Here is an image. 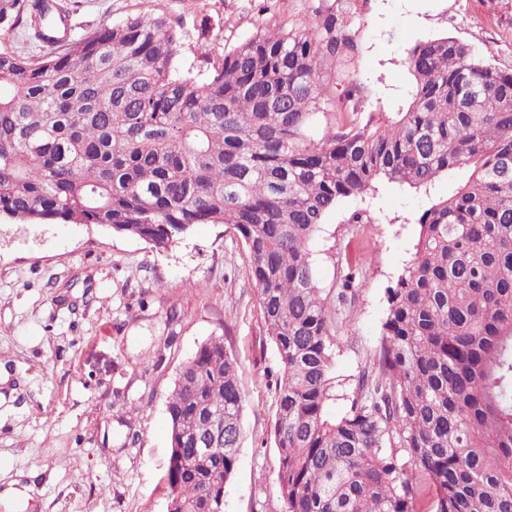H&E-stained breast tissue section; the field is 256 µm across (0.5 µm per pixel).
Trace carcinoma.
<instances>
[{"mask_svg":"<svg viewBox=\"0 0 512 512\" xmlns=\"http://www.w3.org/2000/svg\"><path fill=\"white\" fill-rule=\"evenodd\" d=\"M350 2L260 29L209 64L177 63L167 13L103 23L49 57L0 49V216L97 224L164 252L196 224L236 233L275 346L273 436L286 512H512V71L444 37L416 43L401 112L358 117L349 81L320 112L329 62L358 46ZM59 42L53 0H0V25ZM325 122L314 140L308 129ZM463 185L426 209L387 288L375 373L331 419L332 325L310 243L324 215L385 178ZM244 396L221 338L165 402L167 512H224ZM208 452L203 453L201 449Z\"/></svg>","mask_w":512,"mask_h":512,"instance_id":"cac0c4a2","label":"carcinoma"}]
</instances>
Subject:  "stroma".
Segmentation results:
<instances>
[{"instance_id": "1", "label": "stroma", "mask_w": 512, "mask_h": 512, "mask_svg": "<svg viewBox=\"0 0 512 512\" xmlns=\"http://www.w3.org/2000/svg\"><path fill=\"white\" fill-rule=\"evenodd\" d=\"M332 2L54 0L73 39L166 12L184 33L178 60L196 74L258 29L301 26ZM351 24L359 53L336 70L359 85L365 116L406 107L405 58L420 41L452 37L512 70V0H353ZM469 174L426 189L380 181L370 203L346 198L324 216L310 249L335 330L328 417L345 414L372 363L386 290L415 253L420 214ZM364 207L371 223H349ZM245 268L241 241L221 224L195 225L159 252L96 224L0 220V493L14 482L28 493L0 497V512H166L165 400L181 365L213 337L236 358L245 396L224 512H284L272 434L279 363ZM173 305L181 319L171 329Z\"/></svg>"}]
</instances>
